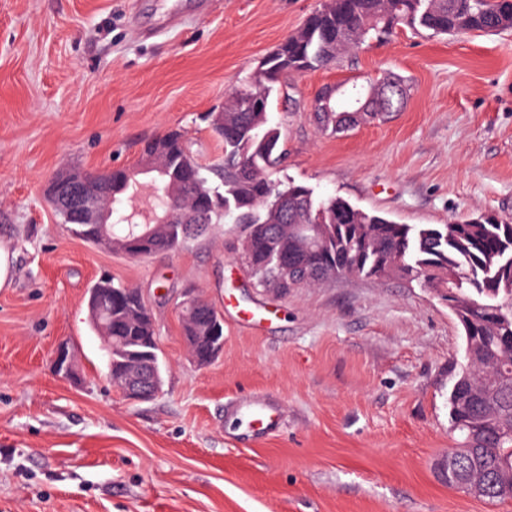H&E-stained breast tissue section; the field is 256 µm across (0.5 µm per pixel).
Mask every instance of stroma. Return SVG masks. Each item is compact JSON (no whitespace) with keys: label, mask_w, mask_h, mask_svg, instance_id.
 Returning a JSON list of instances; mask_svg holds the SVG:
<instances>
[{"label":"stroma","mask_w":512,"mask_h":512,"mask_svg":"<svg viewBox=\"0 0 512 512\" xmlns=\"http://www.w3.org/2000/svg\"><path fill=\"white\" fill-rule=\"evenodd\" d=\"M0 0V512H512L434 471L454 444L448 369L462 355L447 303L416 281L347 276L280 293L254 284L240 229L216 224L177 251L130 258L67 230L45 190L58 173L132 166L144 141L184 131L219 162L210 113L318 0ZM402 111L336 137L319 88L388 74ZM286 133L279 179L401 224L482 212L512 219V29L433 37L402 29L290 77L269 100ZM138 289L161 349L160 392L113 388L91 326L100 277ZM224 316V350L192 362L179 303ZM67 344L70 376L52 356ZM263 394L283 412L251 440L225 404Z\"/></svg>","instance_id":"1"}]
</instances>
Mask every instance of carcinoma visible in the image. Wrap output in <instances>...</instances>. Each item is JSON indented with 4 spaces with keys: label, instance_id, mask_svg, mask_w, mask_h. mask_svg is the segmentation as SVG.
Segmentation results:
<instances>
[{
    "label": "carcinoma",
    "instance_id": "cac0c4a2",
    "mask_svg": "<svg viewBox=\"0 0 512 512\" xmlns=\"http://www.w3.org/2000/svg\"><path fill=\"white\" fill-rule=\"evenodd\" d=\"M435 36L512 29V0H320L304 25L264 57L250 76L211 113V130L224 143L222 163L205 166L190 151L183 131L172 129L144 143L140 160L156 166L154 210L198 215L196 224L126 223L123 196L134 190L139 167L112 169L113 250L134 258L174 252L224 222L242 228V264L256 284L288 293L330 277L356 274L374 280L418 277L452 304L464 339L463 361L455 363L448 390L450 429L468 476L490 485L485 500L512 497L492 481L512 482V224L491 213L446 224H398L332 195L272 174L286 158L279 126L269 121V98L292 75L330 65L369 40L383 41L398 28ZM402 83L386 76L364 85H338L336 97L315 113L321 132L338 135L381 118L350 112L344 105L363 91ZM217 175L224 188L209 184ZM93 287L112 294V313L93 319L112 330V358L156 353L152 313L135 288L109 277ZM197 307L180 310L181 334L194 342L208 336L221 314L196 297Z\"/></svg>",
    "mask_w": 512,
    "mask_h": 512
}]
</instances>
